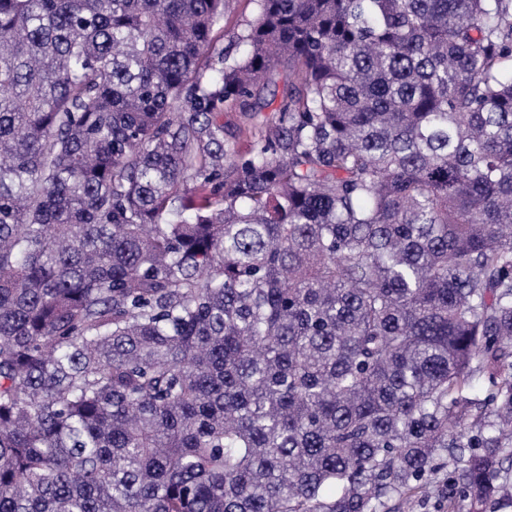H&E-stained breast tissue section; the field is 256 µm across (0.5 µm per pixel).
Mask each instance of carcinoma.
Masks as SVG:
<instances>
[{"instance_id":"carcinoma-1","label":"carcinoma","mask_w":512,"mask_h":512,"mask_svg":"<svg viewBox=\"0 0 512 512\" xmlns=\"http://www.w3.org/2000/svg\"><path fill=\"white\" fill-rule=\"evenodd\" d=\"M253 2L0 0V512L512 507V0ZM256 11L249 0H232L227 9L224 32L216 43V48H224L232 39L234 33H240L248 23L254 20ZM223 34V36H222ZM288 72V64L281 63L279 64L274 71L272 72L271 78L272 82H269L268 85L264 86V88L260 87L261 89L258 91V96L263 99V101H272V99L275 97V101L272 105H270L267 109L264 110V114L269 116L271 115L274 110L277 108L282 92L284 87V77L285 74ZM275 93V95H273ZM240 120V112L234 110L224 112L226 138L238 154L245 155L249 151L251 139L248 134L239 132Z\"/></svg>"}]
</instances>
